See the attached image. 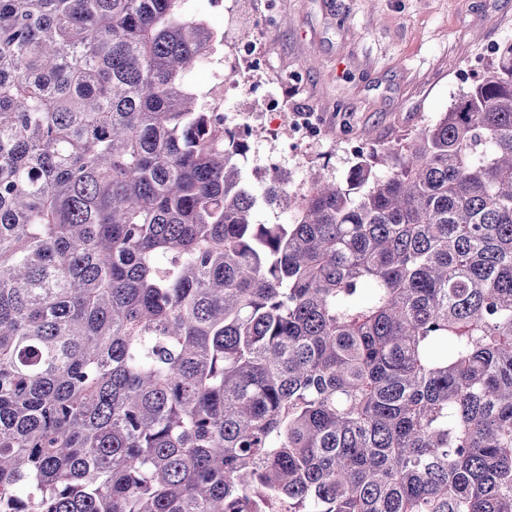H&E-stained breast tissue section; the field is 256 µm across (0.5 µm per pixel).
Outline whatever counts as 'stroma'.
I'll return each instance as SVG.
<instances>
[{"label":"stroma","mask_w":512,"mask_h":512,"mask_svg":"<svg viewBox=\"0 0 512 512\" xmlns=\"http://www.w3.org/2000/svg\"><path fill=\"white\" fill-rule=\"evenodd\" d=\"M225 13L212 0H189L225 39L257 34L269 74L300 71L303 81L283 91L291 111L316 110L321 135L282 155L291 137L278 113L262 118L277 138L251 139L253 162L244 166L254 194L270 163L301 186L312 166L327 164L344 181L357 147L384 149L433 124L480 79L491 52L512 41V0H280L288 24L256 27L263 0H233Z\"/></svg>","instance_id":"1"}]
</instances>
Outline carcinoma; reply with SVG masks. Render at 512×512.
<instances>
[{
	"label": "carcinoma",
	"mask_w": 512,
	"mask_h": 512,
	"mask_svg": "<svg viewBox=\"0 0 512 512\" xmlns=\"http://www.w3.org/2000/svg\"><path fill=\"white\" fill-rule=\"evenodd\" d=\"M185 3L0 0V512H512V42L260 224ZM214 67L210 64H205L196 71H194L189 77V83L192 88L198 90L200 93H210L214 89L215 81L219 85L224 83V71H218L216 80L213 77L212 71Z\"/></svg>",
	"instance_id": "1"
}]
</instances>
